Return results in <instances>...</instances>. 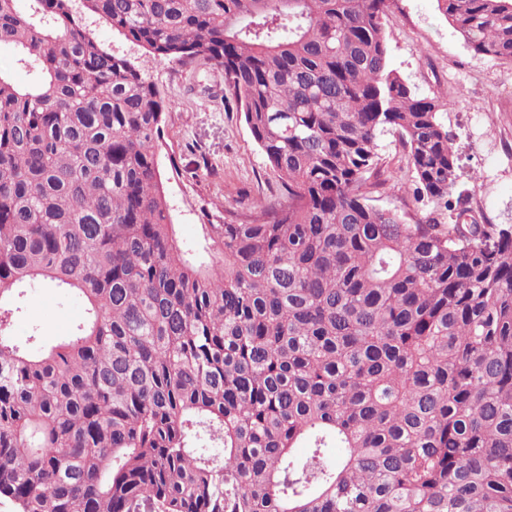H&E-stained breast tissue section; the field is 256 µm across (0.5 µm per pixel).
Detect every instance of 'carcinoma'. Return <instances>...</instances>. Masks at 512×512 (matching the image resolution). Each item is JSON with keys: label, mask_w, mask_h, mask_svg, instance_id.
<instances>
[{"label": "carcinoma", "mask_w": 512, "mask_h": 512, "mask_svg": "<svg viewBox=\"0 0 512 512\" xmlns=\"http://www.w3.org/2000/svg\"><path fill=\"white\" fill-rule=\"evenodd\" d=\"M0 0V496L16 512H512V225L389 68L391 0ZM512 62V0H435ZM224 81L284 200L181 249L163 92L88 28ZM387 130L414 224L372 205ZM68 336L9 334L26 288ZM302 448L297 454L294 449ZM26 301L29 313L39 320V334L46 344L66 336L83 312L79 301L59 297L52 288H30Z\"/></svg>", "instance_id": "obj_1"}]
</instances>
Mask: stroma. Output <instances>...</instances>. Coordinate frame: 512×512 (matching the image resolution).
<instances>
[{"label":"stroma","mask_w":512,"mask_h":512,"mask_svg":"<svg viewBox=\"0 0 512 512\" xmlns=\"http://www.w3.org/2000/svg\"><path fill=\"white\" fill-rule=\"evenodd\" d=\"M102 46L125 57L167 96L164 135L157 154L171 220L183 248L202 253L204 221L223 223L228 209L245 211L277 198V174L255 143L235 100L206 65H184L148 54L99 18L88 21ZM389 63L409 84L429 94L444 91L442 122L455 140L461 180L475 191L491 223L512 225V62L475 55L438 14L434 0H393L385 18ZM379 184L374 205L398 209L414 223L429 206L407 185V153L396 134L379 139ZM28 313L11 335L25 341L38 325L45 343L68 334L79 301L35 287Z\"/></svg>","instance_id":"35a3bbf8"}]
</instances>
